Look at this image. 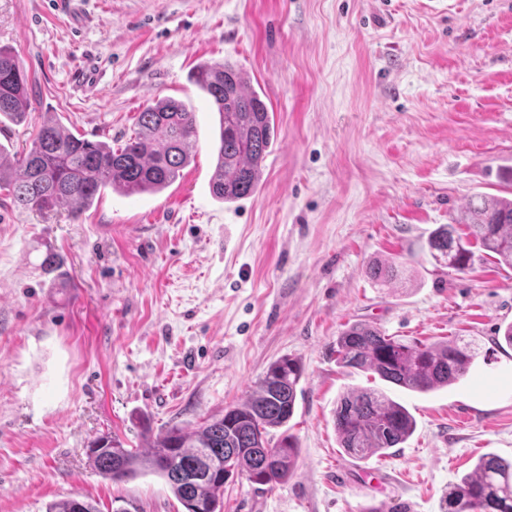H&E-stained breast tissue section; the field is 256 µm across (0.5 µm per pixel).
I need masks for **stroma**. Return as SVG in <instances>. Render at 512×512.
Here are the masks:
<instances>
[{
    "instance_id": "stroma-1",
    "label": "stroma",
    "mask_w": 512,
    "mask_h": 512,
    "mask_svg": "<svg viewBox=\"0 0 512 512\" xmlns=\"http://www.w3.org/2000/svg\"><path fill=\"white\" fill-rule=\"evenodd\" d=\"M0 46L29 77L26 121L0 120L10 153L50 113L120 147L165 97L196 130L190 164L159 194L108 191L75 216L0 190V512L66 497L183 512L158 476L103 477L90 442L113 433L139 451L146 434L197 428L282 356L303 376L271 435L294 436L296 466L271 487L228 479L221 512H443L482 455L512 461V348L496 345L512 268L479 258L457 273L424 249L474 195H512V0H0ZM223 61L276 128L258 191L233 203L210 192L218 115L193 81ZM411 250L406 283L369 278ZM357 321L476 357L459 383L411 392L337 364L336 338ZM364 388L416 428L359 462L338 444L335 410Z\"/></svg>"
}]
</instances>
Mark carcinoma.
Instances as JSON below:
<instances>
[{"label": "carcinoma", "mask_w": 512, "mask_h": 512, "mask_svg": "<svg viewBox=\"0 0 512 512\" xmlns=\"http://www.w3.org/2000/svg\"><path fill=\"white\" fill-rule=\"evenodd\" d=\"M197 86L218 112L215 156L218 179L213 196L234 202L253 195L262 164L275 139V124L260 95L227 62L197 67ZM30 103L28 75L11 50L0 48V116L25 121ZM135 135L112 149L45 119L32 146L11 156L0 146V189L21 208L52 211L68 205L76 215L91 206L106 188L123 195L155 194L170 186L189 164L194 115L180 101L162 98L139 113ZM468 233L440 224L427 245L443 267L463 273L474 263L473 245L499 263L512 266V199L479 195L466 207ZM413 259L376 261L370 278L386 286L401 283ZM337 361L370 372L411 391L428 392L452 385L469 372L476 354L454 340L429 344L388 336L377 327L355 322L336 340ZM301 365L287 356L271 363L243 403L201 426L172 427L148 438L142 452L124 447L116 436L97 438L87 451L91 465L104 477L122 482L158 475L169 485L185 512H217L220 490L231 474L258 485L288 478L297 458V442L282 435L271 443L270 431L284 427L294 414ZM336 434L344 452L365 460L404 443L415 421L401 404L376 389L342 395L335 412ZM45 512H98L89 501L64 498ZM444 512H512V462L494 454L481 457L472 473L448 486Z\"/></svg>", "instance_id": "obj_1"}]
</instances>
